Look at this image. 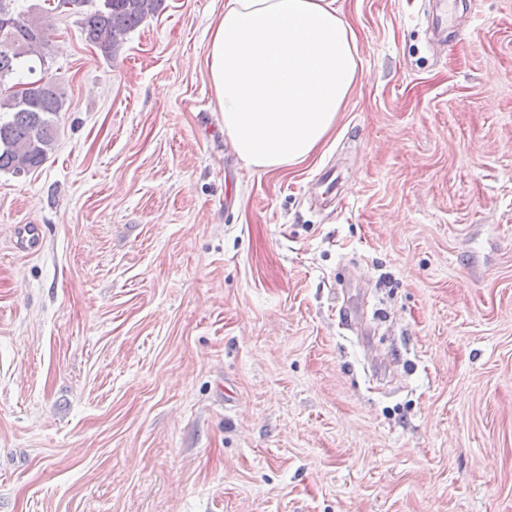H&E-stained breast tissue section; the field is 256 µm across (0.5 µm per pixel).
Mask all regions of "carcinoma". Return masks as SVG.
<instances>
[{"mask_svg":"<svg viewBox=\"0 0 512 512\" xmlns=\"http://www.w3.org/2000/svg\"><path fill=\"white\" fill-rule=\"evenodd\" d=\"M54 10L78 17L84 40L110 60L127 35L165 10V0H57ZM4 34L15 44L0 51V172L18 175L40 168L56 140L53 117L64 111L66 93L49 69L55 44L48 12L21 0H0ZM24 87L23 95L12 85Z\"/></svg>","mask_w":512,"mask_h":512,"instance_id":"carcinoma-1","label":"carcinoma"}]
</instances>
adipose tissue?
Returning a JSON list of instances; mask_svg holds the SVG:
<instances>
[{
    "label": "adipose tissue",
    "mask_w": 512,
    "mask_h": 512,
    "mask_svg": "<svg viewBox=\"0 0 512 512\" xmlns=\"http://www.w3.org/2000/svg\"><path fill=\"white\" fill-rule=\"evenodd\" d=\"M207 65L236 155L277 171L334 130L358 80L357 42L335 0H226Z\"/></svg>",
    "instance_id": "1"
}]
</instances>
